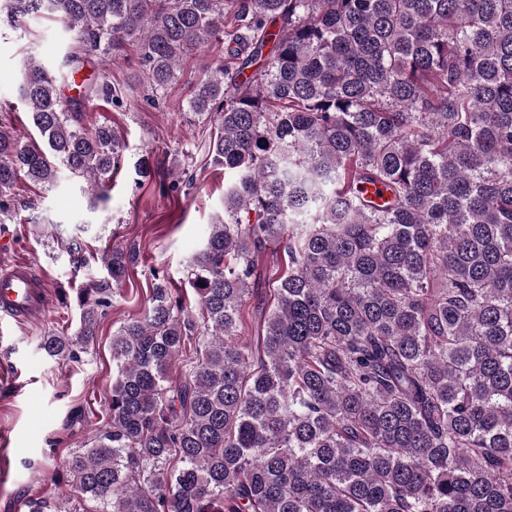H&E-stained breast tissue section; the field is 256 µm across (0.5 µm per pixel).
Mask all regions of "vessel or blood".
<instances>
[{
  "label": "vessel or blood",
  "mask_w": 512,
  "mask_h": 512,
  "mask_svg": "<svg viewBox=\"0 0 512 512\" xmlns=\"http://www.w3.org/2000/svg\"><path fill=\"white\" fill-rule=\"evenodd\" d=\"M49 307V294L30 265L16 263L0 272V312L14 320L30 322Z\"/></svg>",
  "instance_id": "1"
}]
</instances>
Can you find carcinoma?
Wrapping results in <instances>:
<instances>
[{"label":"carcinoma","instance_id":"carcinoma-1","mask_svg":"<svg viewBox=\"0 0 512 512\" xmlns=\"http://www.w3.org/2000/svg\"><path fill=\"white\" fill-rule=\"evenodd\" d=\"M52 17L54 65L18 100L40 141L0 122V223L25 180L66 171L99 200L124 144L64 88L127 44L155 100L217 41L188 101L213 119L231 181L193 258V314L157 274L112 336L105 422L67 471L81 500L29 512H512V0H0ZM376 188L374 196L369 189ZM288 264L241 340L271 246ZM136 252L75 293L88 353Z\"/></svg>","mask_w":512,"mask_h":512}]
</instances>
